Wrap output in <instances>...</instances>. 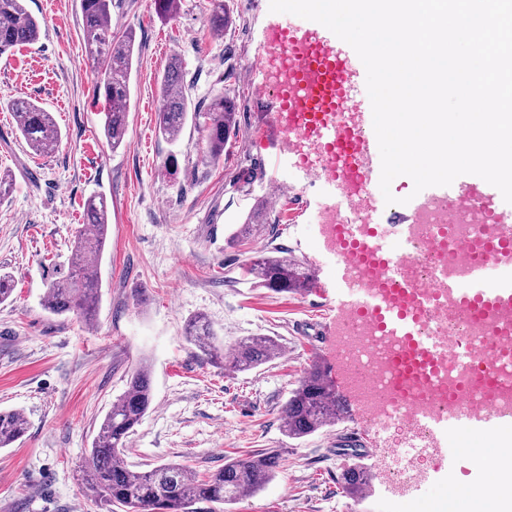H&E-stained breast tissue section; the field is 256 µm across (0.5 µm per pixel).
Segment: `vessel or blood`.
<instances>
[{
    "label": "vessel or blood",
    "mask_w": 512,
    "mask_h": 512,
    "mask_svg": "<svg viewBox=\"0 0 512 512\" xmlns=\"http://www.w3.org/2000/svg\"><path fill=\"white\" fill-rule=\"evenodd\" d=\"M270 39L280 49L288 64L285 83L272 88L256 87V94L272 92L277 106L269 118L275 134L291 139L301 134L312 138L327 160L331 193L341 206L344 219L356 243H363L365 227L373 223L372 214L356 215L348 206L380 178V166L370 162L373 130L363 125L336 122L334 113L346 110L350 101L357 99L366 83V70L355 53L330 30L314 31L309 20L289 16L277 23ZM478 203L484 217L495 223L492 244L478 256L469 281L464 286L449 285L448 294L461 299L468 308L496 317L489 330L497 337L504 326H512V204L506 203L500 191L475 175H462L448 186H433L422 190L410 202L396 210L382 211L390 233L404 231L414 215L426 204L448 200ZM336 262L343 272L344 295L348 305L357 308L362 318L373 321L385 336L393 339L396 347L390 362L382 368L383 387L390 392L400 388V360L403 341L413 336V313L426 309V301L415 294L392 300L372 290H364L356 276V268L344 250H337ZM497 266L503 274L499 279H487L488 266ZM422 357L419 375L433 378L441 359L434 337H426L418 345ZM482 385L460 405L454 417H446L433 409L413 410L414 418L423 420L433 438L447 437L448 433L480 431L497 433L512 427V403L486 406L487 395L504 392L505 387L490 373H479Z\"/></svg>",
    "instance_id": "1"
}]
</instances>
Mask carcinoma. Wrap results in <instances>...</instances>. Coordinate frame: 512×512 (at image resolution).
Returning <instances> with one entry per match:
<instances>
[{
	"mask_svg": "<svg viewBox=\"0 0 512 512\" xmlns=\"http://www.w3.org/2000/svg\"><path fill=\"white\" fill-rule=\"evenodd\" d=\"M181 0H154L156 13L172 18L180 10ZM112 0H81L83 37L87 64L100 74L96 91L108 104L103 132L112 148H119L127 131V108L131 97L133 62L138 45L133 30L115 38L110 31ZM209 25L213 32L224 33L232 19L224 0H211ZM39 38V22L28 11L25 0H0V54L32 44ZM17 117V129L31 153L51 155L61 140V131L52 113L33 100L9 104ZM204 118L206 158L217 163L224 157L231 135L238 130L236 106L223 96L210 100L205 108L192 107L184 86V67L177 55L170 58L160 79V106L155 112L158 133L167 141L178 140L188 118ZM86 223L90 231L76 236L68 271L50 282L43 306L52 315L74 314L91 322L96 316L99 296L97 272L93 264L104 253L109 226L106 199L87 200ZM270 211L261 206L247 217L233 239L238 241L274 230ZM246 274L254 283L279 293L297 294L306 289L309 268L281 249L250 260ZM184 336L213 362L225 360L218 338L207 319L196 316L186 325ZM281 346L271 336H249L231 348L234 370L248 371L279 357ZM151 372L142 363L131 375L124 393L112 402L100 423L85 465L86 491L89 496L120 512H188L197 501L219 505L234 504L246 493H256L279 466L276 450L254 453L224 464L199 478L185 466L164 463L147 471L131 469L121 458L128 438L133 434L152 404ZM342 406L334 389L317 365L312 366L281 409L283 431L287 437L301 439L336 424L342 419ZM28 429L23 414L0 410V448H11ZM369 473L353 463L341 469L338 483L343 493L356 497Z\"/></svg>",
	"mask_w": 512,
	"mask_h": 512,
	"instance_id": "obj_1",
	"label": "carcinoma"
}]
</instances>
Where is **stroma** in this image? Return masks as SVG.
Segmentation results:
<instances>
[{
  "label": "stroma",
  "mask_w": 512,
  "mask_h": 512,
  "mask_svg": "<svg viewBox=\"0 0 512 512\" xmlns=\"http://www.w3.org/2000/svg\"><path fill=\"white\" fill-rule=\"evenodd\" d=\"M226 6L233 28L217 35L209 28L210 0H181L168 20L157 17L153 0H115L113 35L131 29L139 43L128 130L117 149L103 135L104 101L85 64L80 0H26L40 37L0 58V173L12 178L0 200V272L15 285L0 304V409L20 411L29 422L21 442L0 449V512H108L84 494L82 464L143 361L152 371L153 403L127 442V464L146 470L173 462L203 476L232 459L279 449L273 480L230 512H430L448 483L471 478L470 451L483 440L455 433L422 462L433 481L420 496L392 484L383 462L395 437L376 428L336 354L342 290L317 221L319 166H296L284 140L267 131L272 97L250 93L269 79L265 33L280 16L269 0ZM174 55L195 101L224 95L237 107L239 133L218 163L204 159L203 120L187 122L174 143L155 131L158 82ZM19 98L53 113L62 137L51 156L30 154L21 139L8 107ZM274 182L296 188L271 212L278 235L232 241ZM98 195L107 200L109 235L97 316L88 325L49 314L43 295L67 271L85 203ZM274 248L314 270L316 286L276 293L244 277L252 257ZM199 314L225 346L272 336L285 352L246 372L219 368L182 336ZM315 364L336 380L343 419L288 438L281 407ZM354 429L369 437L361 463L373 484L359 503L337 484L349 460L337 455L336 436Z\"/></svg>",
  "instance_id": "obj_1"
}]
</instances>
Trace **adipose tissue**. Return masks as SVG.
Here are the masks:
<instances>
[{
    "mask_svg": "<svg viewBox=\"0 0 512 512\" xmlns=\"http://www.w3.org/2000/svg\"><path fill=\"white\" fill-rule=\"evenodd\" d=\"M471 467L485 490L449 487L448 512H512V440L498 436L492 447L473 449Z\"/></svg>",
    "mask_w": 512,
    "mask_h": 512,
    "instance_id": "ef3b65f1",
    "label": "adipose tissue"
}]
</instances>
